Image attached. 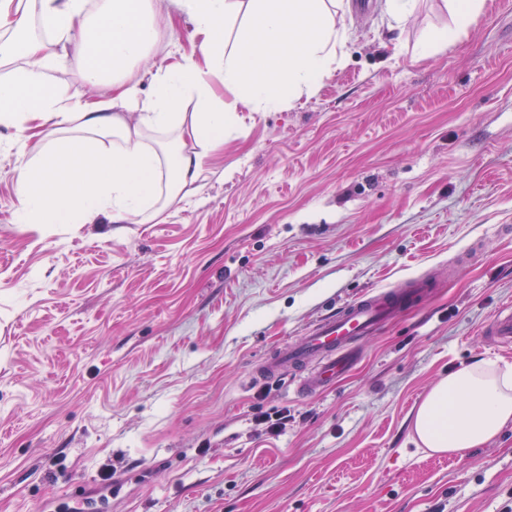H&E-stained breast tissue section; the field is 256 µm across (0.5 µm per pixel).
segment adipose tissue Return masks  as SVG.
I'll return each instance as SVG.
<instances>
[{
    "label": "adipose tissue",
    "instance_id": "ef3b65f1",
    "mask_svg": "<svg viewBox=\"0 0 512 512\" xmlns=\"http://www.w3.org/2000/svg\"><path fill=\"white\" fill-rule=\"evenodd\" d=\"M487 0H446L457 26L420 47L431 56L454 42ZM183 20L201 41L194 57L153 76L139 98L125 75L159 38L151 0H37L35 10L0 0V126L26 147L39 131L60 137L17 167L19 224H87L103 213L116 224L150 222L160 182L171 192L194 184L204 160L222 141L232 115L214 98L210 75L224 74V90L253 112H274L313 93L343 60L345 28L327 0H179ZM247 25L235 46L231 22ZM26 65H18V57ZM76 61L83 81L108 83L111 99L87 104L50 83L48 73ZM76 126L79 134L63 136ZM148 131L177 134L166 153L147 145ZM512 423V367L478 360L440 379L415 415L419 443L458 456L497 437Z\"/></svg>",
    "mask_w": 512,
    "mask_h": 512
}]
</instances>
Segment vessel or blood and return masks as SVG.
Instances as JSON below:
<instances>
[{
    "instance_id": "vessel-or-blood-1",
    "label": "vessel or blood",
    "mask_w": 512,
    "mask_h": 512,
    "mask_svg": "<svg viewBox=\"0 0 512 512\" xmlns=\"http://www.w3.org/2000/svg\"><path fill=\"white\" fill-rule=\"evenodd\" d=\"M432 291V281L418 278L403 288L364 293L317 320L296 344L269 355L255 367L254 374L270 378L286 368H296L300 371L296 394L303 397L316 394L351 370L361 341L403 310L420 304ZM482 335L493 346L511 350L512 308L498 311L483 326Z\"/></svg>"
}]
</instances>
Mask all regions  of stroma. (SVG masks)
Listing matches in <instances>:
<instances>
[{
	"label": "stroma",
	"mask_w": 512,
	"mask_h": 512,
	"mask_svg": "<svg viewBox=\"0 0 512 512\" xmlns=\"http://www.w3.org/2000/svg\"><path fill=\"white\" fill-rule=\"evenodd\" d=\"M345 59L278 112L236 106L203 180L147 224H18L25 152L0 127V512H501L512 424L466 456L418 447L415 413L462 364L512 365L481 335L512 307V0L448 48L444 0L405 24L343 0ZM126 75L191 55L175 0ZM50 81L111 98L75 62ZM427 275L426 306L360 346L355 370L302 399L253 368L326 310ZM288 410L268 434L259 414Z\"/></svg>",
	"instance_id": "stroma-1"
}]
</instances>
